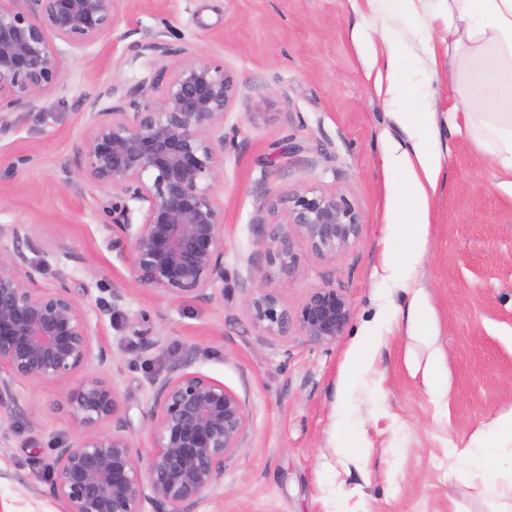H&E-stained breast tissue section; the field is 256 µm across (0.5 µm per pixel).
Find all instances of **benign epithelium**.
I'll list each match as a JSON object with an SVG mask.
<instances>
[{
    "instance_id": "obj_1",
    "label": "benign epithelium",
    "mask_w": 512,
    "mask_h": 512,
    "mask_svg": "<svg viewBox=\"0 0 512 512\" xmlns=\"http://www.w3.org/2000/svg\"><path fill=\"white\" fill-rule=\"evenodd\" d=\"M121 0H0V131L31 95L61 81L63 47L83 50L114 25ZM134 59L147 75L123 88L127 107L112 105L111 84L82 100L86 149L63 172L112 191L114 246L141 287L166 296L211 302L224 283V209L214 183L224 170V118L237 93L224 67L195 60L166 74L156 61L173 53L163 30L136 44ZM138 214L140 221L132 222ZM255 224L269 276L300 270L296 244L334 259L361 237L363 221L334 190H303L260 197ZM0 245V408L18 405L22 381L76 379L66 397L70 419L87 430L79 441L53 449L50 494L65 512H195L215 491L225 458L243 447L250 426L246 401L191 370L187 349L167 372L149 378L154 422L142 450L126 433L117 388L79 373L107 362L93 349L95 327L69 287L68 265L57 284L42 288V266L28 253L36 242L26 224H13ZM249 320L262 339H285L297 329L311 341L336 342L353 310L349 298L326 283L310 289L297 313L275 288L241 280ZM112 422V428L99 426Z\"/></svg>"
}]
</instances>
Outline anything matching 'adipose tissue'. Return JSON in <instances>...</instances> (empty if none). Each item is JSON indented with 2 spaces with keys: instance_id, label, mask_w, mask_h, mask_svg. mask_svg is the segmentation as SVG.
I'll return each mask as SVG.
<instances>
[{
  "instance_id": "1",
  "label": "adipose tissue",
  "mask_w": 512,
  "mask_h": 512,
  "mask_svg": "<svg viewBox=\"0 0 512 512\" xmlns=\"http://www.w3.org/2000/svg\"><path fill=\"white\" fill-rule=\"evenodd\" d=\"M434 18L452 43L456 64L452 82L464 112L449 111L450 126H465L484 144L491 162L512 172V0H435ZM355 40L370 52L367 71L377 92L396 110V120L412 136L408 147L384 159L405 201L401 220L409 252H417L428 222L429 201L442 168L440 132L435 112H412L399 102L408 88L426 94L428 82L405 83V53L383 26L368 25Z\"/></svg>"
}]
</instances>
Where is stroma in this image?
I'll return each mask as SVG.
<instances>
[{
    "label": "stroma",
    "mask_w": 512,
    "mask_h": 512,
    "mask_svg": "<svg viewBox=\"0 0 512 512\" xmlns=\"http://www.w3.org/2000/svg\"><path fill=\"white\" fill-rule=\"evenodd\" d=\"M412 51L410 65H436L428 98L410 109L445 115L459 99L444 46L428 17L391 9L383 16ZM351 0H122L110 32L83 51L63 52L60 83L34 94L12 129L0 132V226L30 225L55 283L64 253L70 287L98 327L94 346L108 362L88 375L113 382L137 446H150L148 376L186 348L194 370L249 403L244 448L224 462L214 495L196 512H502L503 501L470 479L459 448H482L498 433L512 460V173L496 168L480 142L440 123L443 165L425 241L409 277L387 280V258H404L397 226L403 206L384 158L405 132L366 79L351 33ZM164 30L173 48L162 65L187 58L222 65L237 86L224 120L222 288L212 302L171 298L137 285L112 247L110 193L66 177L65 161L86 146L78 107L95 86L133 84L131 29ZM315 188L344 194L364 221L358 243L331 260L298 243L300 272L267 280L291 311L326 283L350 299L343 336L320 346L307 337L265 343L250 324L239 278L262 280L253 219L263 191ZM126 292L112 310L113 290ZM420 295L430 333L406 323ZM372 357L359 380L351 360ZM73 379L19 384L18 415L0 414V512H64L49 493L54 443L85 430L64 405Z\"/></svg>",
    "instance_id": "35a3bbf8"
}]
</instances>
